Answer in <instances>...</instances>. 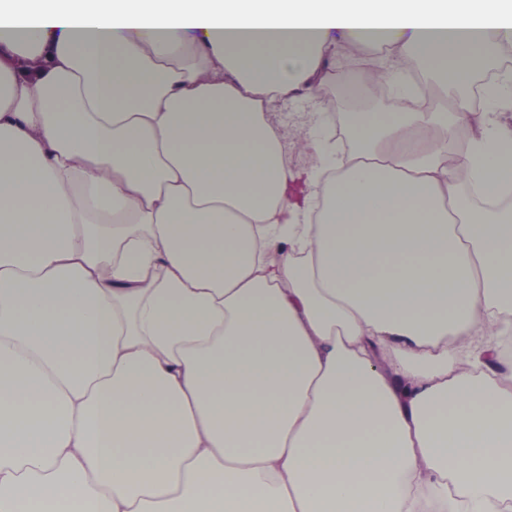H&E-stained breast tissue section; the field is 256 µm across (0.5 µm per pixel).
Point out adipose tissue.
Returning <instances> with one entry per match:
<instances>
[{"instance_id": "adipose-tissue-1", "label": "adipose tissue", "mask_w": 512, "mask_h": 512, "mask_svg": "<svg viewBox=\"0 0 512 512\" xmlns=\"http://www.w3.org/2000/svg\"><path fill=\"white\" fill-rule=\"evenodd\" d=\"M511 43L512 0H0V512H512V207L469 192L512 195V72L456 95Z\"/></svg>"}]
</instances>
